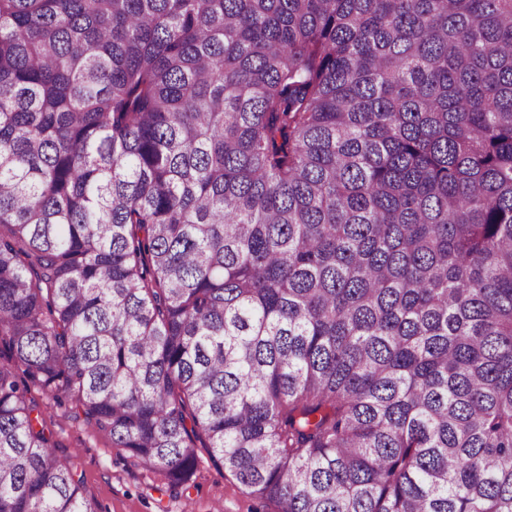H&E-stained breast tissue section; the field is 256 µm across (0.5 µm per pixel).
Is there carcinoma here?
Segmentation results:
<instances>
[{"label":"carcinoma","instance_id":"obj_1","mask_svg":"<svg viewBox=\"0 0 512 512\" xmlns=\"http://www.w3.org/2000/svg\"><path fill=\"white\" fill-rule=\"evenodd\" d=\"M35 388L172 487L512 512V0H0V512H95Z\"/></svg>","mask_w":512,"mask_h":512}]
</instances>
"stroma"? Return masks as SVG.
Wrapping results in <instances>:
<instances>
[{"label":"stroma","instance_id":"1","mask_svg":"<svg viewBox=\"0 0 512 512\" xmlns=\"http://www.w3.org/2000/svg\"><path fill=\"white\" fill-rule=\"evenodd\" d=\"M36 400L58 454L73 457L97 512H274L273 505L250 496L209 457H202L188 489H175L93 428L74 421L69 406L41 394Z\"/></svg>","mask_w":512,"mask_h":512}]
</instances>
